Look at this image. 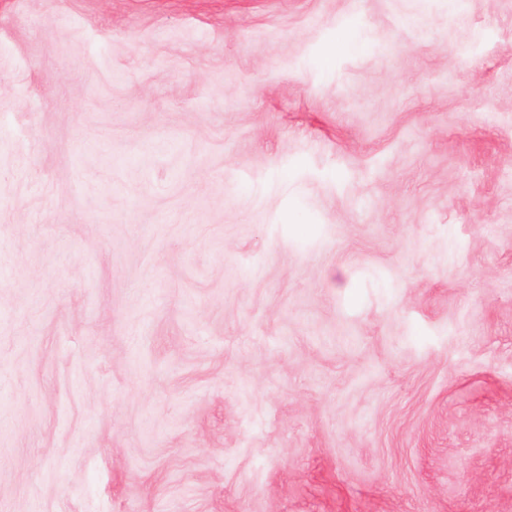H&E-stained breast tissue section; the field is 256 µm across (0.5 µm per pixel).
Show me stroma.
<instances>
[{
  "mask_svg": "<svg viewBox=\"0 0 512 512\" xmlns=\"http://www.w3.org/2000/svg\"><path fill=\"white\" fill-rule=\"evenodd\" d=\"M0 512H512V0H0Z\"/></svg>",
  "mask_w": 512,
  "mask_h": 512,
  "instance_id": "obj_1",
  "label": "stroma"
}]
</instances>
